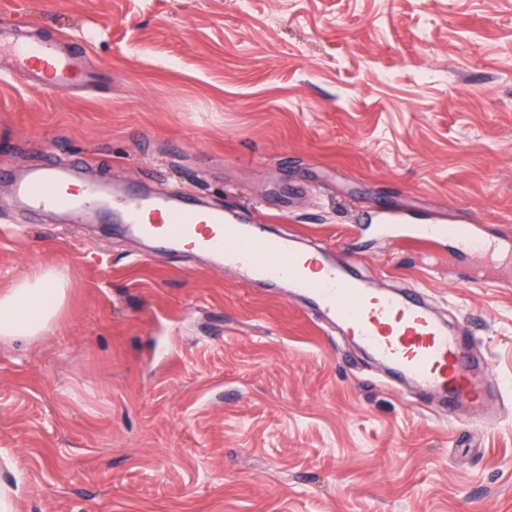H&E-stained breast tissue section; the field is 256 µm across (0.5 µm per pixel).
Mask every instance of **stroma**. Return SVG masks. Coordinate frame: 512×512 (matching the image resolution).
<instances>
[{
  "mask_svg": "<svg viewBox=\"0 0 512 512\" xmlns=\"http://www.w3.org/2000/svg\"><path fill=\"white\" fill-rule=\"evenodd\" d=\"M90 88L0 81V291L54 269L50 333L0 340L13 512H512V287L385 213L512 230V0H0ZM81 178L261 212L365 280L470 322L500 389L447 418L290 298L100 213L31 214L13 180Z\"/></svg>",
  "mask_w": 512,
  "mask_h": 512,
  "instance_id": "35a3bbf8",
  "label": "stroma"
}]
</instances>
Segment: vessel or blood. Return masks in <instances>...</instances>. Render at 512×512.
Wrapping results in <instances>:
<instances>
[{"instance_id": "b4317fda", "label": "vessel or blood", "mask_w": 512, "mask_h": 512, "mask_svg": "<svg viewBox=\"0 0 512 512\" xmlns=\"http://www.w3.org/2000/svg\"><path fill=\"white\" fill-rule=\"evenodd\" d=\"M0 79L54 92L88 86L94 75L57 44L21 43L12 29L1 26ZM76 171L73 164L37 168L16 180L14 190L21 202L36 210L62 209L78 215L112 204L132 233L163 245L180 243L217 255L247 282L288 284L386 365L395 378L441 397L446 415H454L460 402L481 397L491 386L488 361L473 355L467 328L452 329L437 319L425 305L422 289L373 288L353 267L326 258L305 260L288 240L256 235L254 225L239 223L224 210L199 207L189 198L124 192L108 197L96 184H77ZM380 232L422 250L447 236L458 237L468 250L485 246L474 227L447 217L436 224L407 225L401 216L391 214Z\"/></svg>"}]
</instances>
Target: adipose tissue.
<instances>
[{"mask_svg": "<svg viewBox=\"0 0 512 512\" xmlns=\"http://www.w3.org/2000/svg\"><path fill=\"white\" fill-rule=\"evenodd\" d=\"M65 296L62 275L52 271L25 275L0 293V339L33 341L44 336Z\"/></svg>", "mask_w": 512, "mask_h": 512, "instance_id": "adipose-tissue-1", "label": "adipose tissue"}]
</instances>
